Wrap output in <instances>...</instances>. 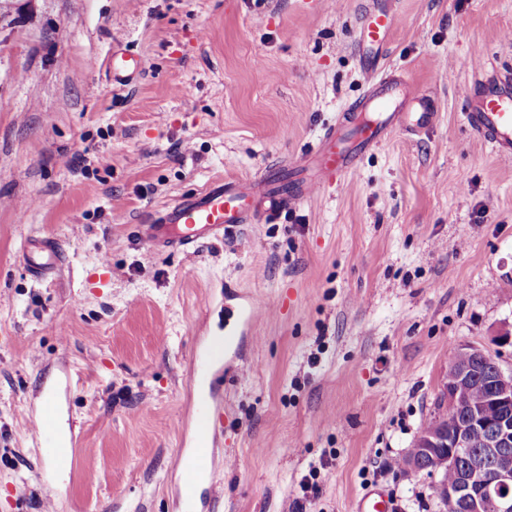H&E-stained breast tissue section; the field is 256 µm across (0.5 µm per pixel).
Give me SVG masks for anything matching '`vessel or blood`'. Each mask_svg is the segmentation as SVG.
Here are the masks:
<instances>
[{"label":"vessel or blood","instance_id":"obj_1","mask_svg":"<svg viewBox=\"0 0 512 512\" xmlns=\"http://www.w3.org/2000/svg\"><path fill=\"white\" fill-rule=\"evenodd\" d=\"M394 24V12L380 0H373L361 20L358 51L366 63L371 119L327 129L316 154L293 166L287 188L267 177L212 182L138 225L139 239L158 252L187 250L209 238L236 232L242 225L263 223L288 205L308 199L324 184L354 173L361 157L381 145L393 129L415 135L433 128L437 112L431 99L417 92L403 74L382 71ZM104 66L112 84L119 86L138 78L144 69L141 57L122 48L113 49ZM467 119L500 159L512 161V84L488 87L469 109ZM25 258L32 276L39 279L58 264L60 248L54 240L37 239L26 248ZM56 412L55 403L44 405L40 418L30 424L34 438L48 439ZM193 440V448H179L176 456V466L183 472L186 512H214L215 499H201L199 490L219 458L217 430L209 422H198ZM396 509L390 494L377 488L364 489L353 505V512Z\"/></svg>","mask_w":512,"mask_h":512}]
</instances>
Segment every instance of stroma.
Here are the masks:
<instances>
[{
	"mask_svg": "<svg viewBox=\"0 0 512 512\" xmlns=\"http://www.w3.org/2000/svg\"><path fill=\"white\" fill-rule=\"evenodd\" d=\"M370 2L0 0V512H44L50 484L56 512H184L196 344L250 297L218 512H352L376 484L445 512L439 472L385 465L442 415L459 346L512 369V162L465 119L482 73H512V0H392L385 67L434 99L430 133L392 131L355 174L190 252L134 233L213 180H288L368 91ZM119 44L145 63L126 86L90 66ZM43 236L62 259L39 281L20 256ZM47 395L91 469L39 457L25 419Z\"/></svg>",
	"mask_w": 512,
	"mask_h": 512,
	"instance_id": "stroma-1",
	"label": "stroma"
}]
</instances>
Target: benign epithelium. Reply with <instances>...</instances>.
Wrapping results in <instances>:
<instances>
[{
	"label": "benign epithelium",
	"mask_w": 512,
	"mask_h": 512,
	"mask_svg": "<svg viewBox=\"0 0 512 512\" xmlns=\"http://www.w3.org/2000/svg\"><path fill=\"white\" fill-rule=\"evenodd\" d=\"M456 355L454 378L443 392L448 415L468 394V360L474 357L494 364L484 403L499 409L501 416L491 425L484 419L482 405H474L454 431L444 423L430 434L419 435L417 447L439 470L466 460L459 466L458 482L448 488V496L459 501L462 512H512V370H503L496 356L475 345L461 346ZM476 446L481 452L470 454Z\"/></svg>",
	"instance_id": "7a95c632"
}]
</instances>
